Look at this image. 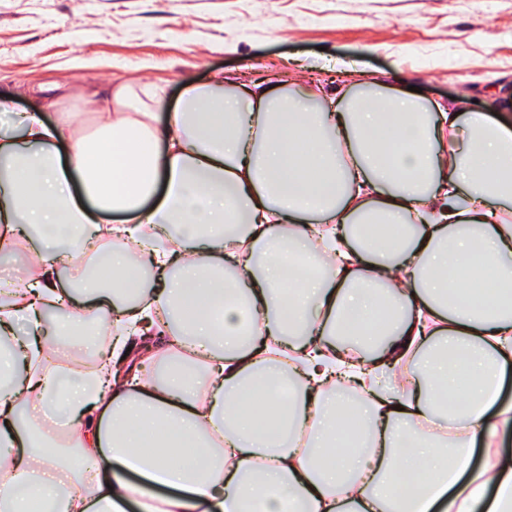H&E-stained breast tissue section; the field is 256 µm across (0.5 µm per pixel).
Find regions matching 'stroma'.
Masks as SVG:
<instances>
[{"label": "stroma", "instance_id": "1", "mask_svg": "<svg viewBox=\"0 0 512 512\" xmlns=\"http://www.w3.org/2000/svg\"><path fill=\"white\" fill-rule=\"evenodd\" d=\"M319 68H309L311 59ZM430 102L512 115V0H0V96L13 113L66 115L83 134L121 83L298 79L321 96L340 62Z\"/></svg>", "mask_w": 512, "mask_h": 512}]
</instances>
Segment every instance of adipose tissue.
Instances as JSON below:
<instances>
[{
    "label": "adipose tissue",
    "instance_id": "adipose-tissue-1",
    "mask_svg": "<svg viewBox=\"0 0 512 512\" xmlns=\"http://www.w3.org/2000/svg\"><path fill=\"white\" fill-rule=\"evenodd\" d=\"M347 74L331 97L219 74L162 117V88L120 84L96 137L37 112L0 134V258L23 241L39 260L30 298L0 311V512H247L252 499L258 512H512V125ZM297 182L333 190L313 202ZM100 212L119 219L100 225ZM107 235L150 260L147 297L90 286L78 258ZM281 242L330 257L291 297ZM192 283L220 316L185 329ZM381 296L376 343L352 339L350 313ZM47 309L70 335L42 339ZM87 318L106 335L92 388L68 366L92 346L76 332ZM144 330L164 352L127 371ZM286 371L287 391L257 405L270 430L242 427L251 379ZM340 384L361 399L354 415L337 410ZM135 417L157 425L151 449L125 446ZM353 422L367 448L323 463ZM437 422L455 435L436 455ZM61 428L81 468L52 440ZM180 433L221 443L198 475ZM416 434L429 462L399 479Z\"/></svg>",
    "mask_w": 512,
    "mask_h": 512
}]
</instances>
